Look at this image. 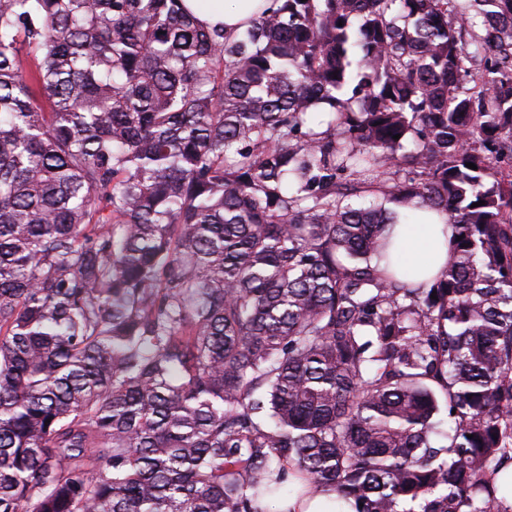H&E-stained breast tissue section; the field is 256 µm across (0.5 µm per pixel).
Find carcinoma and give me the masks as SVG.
Instances as JSON below:
<instances>
[{"label": "carcinoma", "instance_id": "1", "mask_svg": "<svg viewBox=\"0 0 512 512\" xmlns=\"http://www.w3.org/2000/svg\"><path fill=\"white\" fill-rule=\"evenodd\" d=\"M504 159L512 0H0V512H512ZM275 0H183V6L207 28L223 27L234 36L252 19L274 7ZM410 224H394L391 229V259L399 272H407L416 284L426 283L448 262L449 242L454 224L434 211L418 212ZM282 512H353L349 506L336 510V493L325 491L315 496L292 494L279 505Z\"/></svg>", "mask_w": 512, "mask_h": 512}]
</instances>
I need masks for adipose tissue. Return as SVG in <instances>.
<instances>
[{
  "label": "adipose tissue",
  "mask_w": 512,
  "mask_h": 512,
  "mask_svg": "<svg viewBox=\"0 0 512 512\" xmlns=\"http://www.w3.org/2000/svg\"><path fill=\"white\" fill-rule=\"evenodd\" d=\"M274 4L275 0H183L185 9L200 24L222 28L229 36L241 32ZM453 235L454 227L448 224L446 215L420 211L413 223L393 225L392 262L413 282L429 281L446 265Z\"/></svg>",
  "instance_id": "adipose-tissue-1"
}]
</instances>
